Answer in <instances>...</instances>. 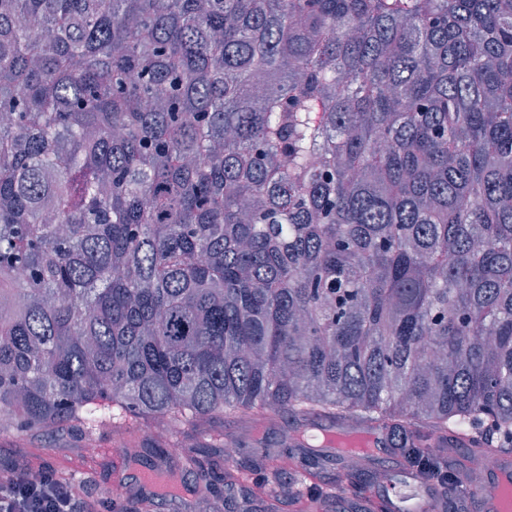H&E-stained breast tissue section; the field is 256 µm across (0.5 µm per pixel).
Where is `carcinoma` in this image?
<instances>
[{
  "label": "carcinoma",
  "instance_id": "cac0c4a2",
  "mask_svg": "<svg viewBox=\"0 0 512 512\" xmlns=\"http://www.w3.org/2000/svg\"><path fill=\"white\" fill-rule=\"evenodd\" d=\"M257 408L512 452V0H0L7 431Z\"/></svg>",
  "mask_w": 512,
  "mask_h": 512
}]
</instances>
